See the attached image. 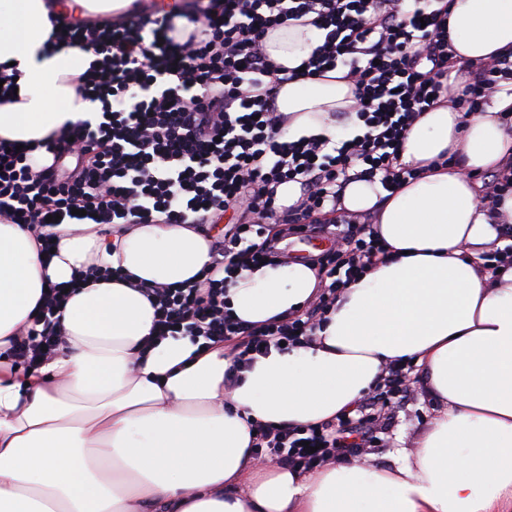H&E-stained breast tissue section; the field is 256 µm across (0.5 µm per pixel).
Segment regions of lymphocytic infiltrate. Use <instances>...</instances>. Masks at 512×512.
Listing matches in <instances>:
<instances>
[{
    "label": "lymphocytic infiltrate",
    "instance_id": "f902f5d3",
    "mask_svg": "<svg viewBox=\"0 0 512 512\" xmlns=\"http://www.w3.org/2000/svg\"><path fill=\"white\" fill-rule=\"evenodd\" d=\"M450 0H192L185 26L136 4L119 16L72 23L54 20L63 45L93 49L95 63L80 77L103 103L99 124L59 129L46 149L51 164L33 170L27 152L0 142V222L20 224L42 250L52 244L47 219L78 224L84 215L117 224H223L210 276L199 284L145 288L156 310L158 336L178 332L225 344L234 352L224 374L233 388L256 357L312 343L327 309L343 288L389 257L372 225L348 217L328 251L315 259L318 291L308 308L253 327L234 318L226 288L247 263L280 259L281 242L314 233V216L335 207L354 178L379 179L392 189L416 178L400 160L405 132L435 102L450 97L463 117L483 111L490 95L512 82V60L480 65L463 87L448 83ZM311 21L322 43L305 71L275 66L265 52L267 32L288 21ZM344 67L354 87L363 135L333 141L318 134L288 141L278 112L281 84ZM76 157L66 167L65 157ZM300 195L280 204V185ZM231 224H224L226 212ZM279 225L274 237L265 227ZM67 295L49 287L27 329L11 340L15 364L34 369L55 355L65 336L58 316ZM413 361L389 365L354 410L318 425L256 424L257 459L309 470L348 458L375 442L373 425L402 392Z\"/></svg>",
    "mask_w": 512,
    "mask_h": 512
}]
</instances>
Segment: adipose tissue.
Listing matches in <instances>:
<instances>
[{"label":"adipose tissue","mask_w":512,"mask_h":512,"mask_svg":"<svg viewBox=\"0 0 512 512\" xmlns=\"http://www.w3.org/2000/svg\"><path fill=\"white\" fill-rule=\"evenodd\" d=\"M133 0H0V65L16 96L0 100V140L30 146L63 125L98 124L103 104L76 81L95 59L49 41L52 18H100ZM323 32L285 24L265 39L286 69L307 60ZM454 55L487 62L512 54V0H452ZM343 68L290 81L277 94L289 139L335 136L355 110ZM512 93L492 94L462 119L450 101L407 131L403 164L416 179L393 190L355 179L347 213H372L391 256L344 288L315 340L257 357L232 389L233 353L205 339L152 340L147 285L193 284L212 261L193 224L55 226L41 255L29 232L0 223V512H493L512 504V266L479 271V254L512 243V190L484 204L475 175L512 162ZM112 269V278L95 269ZM85 275L61 310L65 341L37 369L14 364L9 339L29 324L47 285ZM315 267L242 270L226 296L253 326L301 310L316 294ZM414 359L440 409L413 461L327 464L293 471L261 464L254 422L295 427L335 419L374 388L383 369ZM247 492H238L239 483Z\"/></svg>","instance_id":"ef3b65f1"}]
</instances>
